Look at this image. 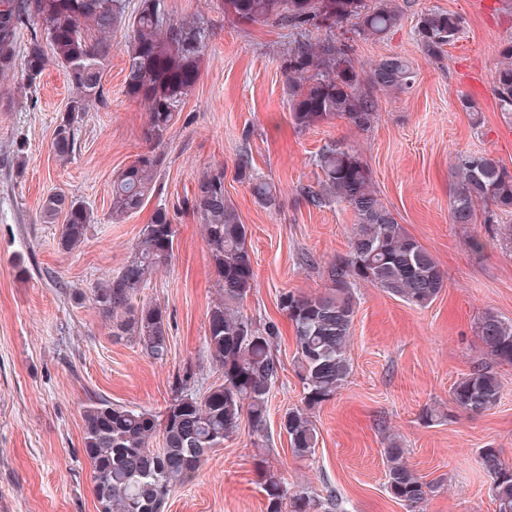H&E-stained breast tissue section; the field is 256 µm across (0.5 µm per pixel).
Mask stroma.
<instances>
[{
    "label": "stroma",
    "mask_w": 512,
    "mask_h": 512,
    "mask_svg": "<svg viewBox=\"0 0 512 512\" xmlns=\"http://www.w3.org/2000/svg\"><path fill=\"white\" fill-rule=\"evenodd\" d=\"M172 20L204 17L210 39L201 75L159 145L166 162L162 196L177 228L168 264L144 292L166 311L170 353L143 355L111 336L89 294L128 258L147 205L121 222L108 219L112 180L146 151L148 112L123 93L127 57L118 48L104 71V107L83 113L70 163L52 153L56 118L68 102L61 68H48L34 100L17 89L22 70L0 77V512H97L82 449V407L89 398L162 413L180 386L205 392L221 373L204 349L207 312L218 298L202 226L186 208L197 179L225 170V194L249 227L247 246L256 287L244 304L257 322L275 323L274 349L283 370L273 388L259 452L248 424L202 461L197 476L175 489L166 512H264L254 464L265 455L290 489L318 497L334 489L346 512H406L385 491L383 450L397 435L413 468L442 488L423 512H496L480 448H499L512 463V366L496 371L497 405L479 414L456 410L449 391L484 361L478 336L485 313L512 320V251L473 254L472 237L512 222L455 224L450 218L456 155L489 154L512 169V124L494 92L495 66L512 39V0H411L398 28L381 40L356 39L364 64L397 55L415 73L408 91L378 99L377 116L361 131L343 119L299 129L289 120L284 55L292 38L272 23L225 19L213 0H166ZM452 11L464 28L442 59L427 56L413 30L425 10ZM476 110L462 109L460 97ZM343 144L368 167L382 202L410 236L436 258L447 285L428 307L407 304L367 284L355 290L348 383L314 413L313 459L295 457L280 429L299 406L302 385L294 346L278 307L282 292L324 291L325 269L347 255L354 217L345 205L315 207L302 196L322 174L315 157L328 143ZM249 154L255 170L275 183L279 205L255 202L235 177ZM60 192L90 204L98 218L76 250H59L60 224L39 220L43 201ZM445 412L428 424L426 407Z\"/></svg>",
    "instance_id": "1"
}]
</instances>
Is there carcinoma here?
<instances>
[{"label": "carcinoma", "mask_w": 512, "mask_h": 512, "mask_svg": "<svg viewBox=\"0 0 512 512\" xmlns=\"http://www.w3.org/2000/svg\"><path fill=\"white\" fill-rule=\"evenodd\" d=\"M216 9L237 22L275 23L296 39L288 49L286 78L291 122L299 129L343 118L358 130L370 128L377 115L375 94L405 92L414 72L397 55L368 67H356L354 37L381 39L400 22L403 8L396 0H216ZM348 25L351 38L315 43L311 29ZM463 27L454 12L429 10L418 16L415 37L423 51L438 59ZM29 29L22 53L20 33ZM127 33L122 44L128 68L123 92L148 109L146 139L153 144L122 169L112 182L108 220L121 221L144 202L161 194L164 158L156 152L177 120L180 104L197 83L207 47V27L201 19L171 22L164 0H0V74L22 56L27 95L50 66L63 69L70 97L56 122L53 155L72 160L79 116L105 103L102 78L114 50L112 34ZM495 73V94L504 118L512 121V41L501 48ZM322 179L319 189H303L309 204L337 202L355 218L350 251L326 270L329 287L314 294L280 295L278 306L291 323L295 368L303 387L301 405L287 410L280 429L299 458L311 457L318 443L313 420L316 409L335 398L351 374L350 346L355 316L353 290L370 284L419 307L430 305L446 287V277L434 256L399 224L381 201L369 170L360 158L336 144L325 145L316 157ZM237 177L247 183L259 205L274 208L275 184L255 172L248 154L239 155ZM203 224L209 263L222 290L220 302L207 313L205 349L221 372V383L200 394L181 388L160 417L151 411L89 399L82 408V443L91 471L97 512H165L173 490L193 481L203 459L239 430L247 419L260 437L268 419V402L282 370L274 354L278 329L257 325L242 313L254 291L255 274L244 224L224 191V169H213L197 181L187 201ZM512 213V171L487 154H461L453 168L450 215L454 224L494 223L495 212ZM64 216L58 248L70 252L87 238L95 216L86 204L57 193L39 212L53 224ZM176 230L165 204L159 203L124 264L90 299L110 323L112 337L137 345L154 360L167 358L170 343L167 316L158 304L142 298L153 274L167 264ZM512 246V226L504 235L474 238L476 254L498 241ZM478 335L487 356L512 365V321L487 312ZM497 372L479 363L452 386L450 399L462 413L495 407L501 395ZM161 446L154 447V440ZM388 494L416 512L440 485L425 481L408 462L407 449L396 439L384 448ZM479 464L491 479L497 512H512V466L498 449H480ZM257 483L265 495L266 512H344L343 500L331 493L322 500L305 490L290 491L264 457L255 462Z\"/></svg>", "instance_id": "cac0c4a2"}]
</instances>
